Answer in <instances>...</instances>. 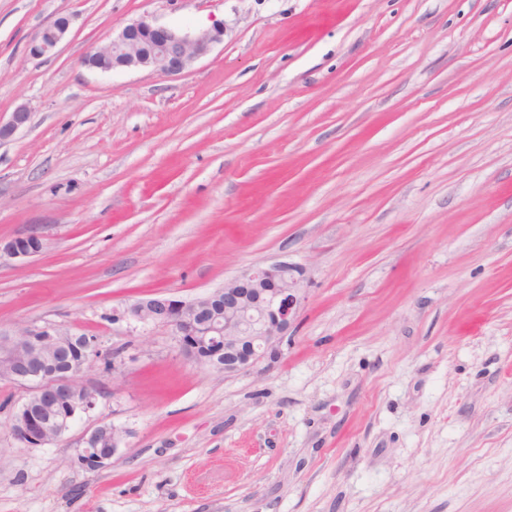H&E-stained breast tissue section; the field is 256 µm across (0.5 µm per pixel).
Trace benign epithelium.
<instances>
[{"label": "benign epithelium", "instance_id": "obj_1", "mask_svg": "<svg viewBox=\"0 0 512 512\" xmlns=\"http://www.w3.org/2000/svg\"><path fill=\"white\" fill-rule=\"evenodd\" d=\"M70 30L60 16L45 25L28 44L34 57L58 51ZM224 39V24L198 32L162 25L142 15L123 27L105 45L84 59L101 72L149 69L163 76L181 73ZM31 118L24 106L0 123V141L11 138ZM44 249V235L34 229L0 244V261L28 259ZM303 300L300 268L286 261L253 267L224 282V287L191 301L154 296L135 300L116 314L129 324L160 325L179 338L184 356L197 365L226 373L250 370L277 357L296 327ZM96 338L27 328L0 331V376L26 386L29 396L14 418L12 431L20 440L42 445L60 439L77 416L96 406V393L76 378L97 366ZM66 406L60 420L52 410ZM120 444L117 430L99 426L83 437L78 463L90 470L112 466Z\"/></svg>", "mask_w": 512, "mask_h": 512}]
</instances>
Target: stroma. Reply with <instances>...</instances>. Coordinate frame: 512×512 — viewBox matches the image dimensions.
I'll return each instance as SVG.
<instances>
[{
    "label": "stroma",
    "instance_id": "35a3bbf8",
    "mask_svg": "<svg viewBox=\"0 0 512 512\" xmlns=\"http://www.w3.org/2000/svg\"><path fill=\"white\" fill-rule=\"evenodd\" d=\"M152 14L181 74L84 57ZM58 53L27 45L59 16ZM0 330L97 337L119 377L57 442L11 431L0 512H512V0H0ZM305 269L269 365L227 374L114 310ZM101 425L111 467L75 459ZM44 235L34 229L18 236L6 244L0 241V262L4 259H28L39 255L44 249Z\"/></svg>",
    "mask_w": 512,
    "mask_h": 512
}]
</instances>
